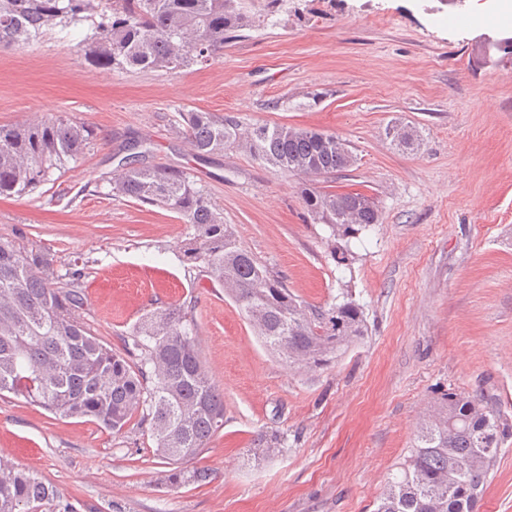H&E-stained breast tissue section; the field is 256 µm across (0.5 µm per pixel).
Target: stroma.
Returning <instances> with one entry per match:
<instances>
[{
  "instance_id": "obj_1",
  "label": "stroma",
  "mask_w": 512,
  "mask_h": 512,
  "mask_svg": "<svg viewBox=\"0 0 512 512\" xmlns=\"http://www.w3.org/2000/svg\"><path fill=\"white\" fill-rule=\"evenodd\" d=\"M241 3L249 26L177 73L92 66L83 26L0 48V125L62 112L94 136L56 183L0 197V237L60 266L85 261L80 316L111 343L146 311L194 301L224 393V425L191 462L209 480L175 489L137 421L115 434L1 395L0 459L37 471L76 512H373L442 393L484 391L512 422V55L477 61L512 0ZM191 110L336 134L357 161L327 191L373 198L381 223L332 237L297 178L241 150L195 155L177 130ZM135 142L138 164L204 189L298 300L324 309L350 292L364 336L315 371L271 355L223 288L183 262L192 226L111 195ZM275 434L281 453L261 455ZM477 512H512V435Z\"/></svg>"
}]
</instances>
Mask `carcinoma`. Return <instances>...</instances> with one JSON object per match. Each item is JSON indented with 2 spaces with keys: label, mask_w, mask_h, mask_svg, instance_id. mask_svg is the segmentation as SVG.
I'll use <instances>...</instances> for the list:
<instances>
[{
  "label": "carcinoma",
  "mask_w": 512,
  "mask_h": 512,
  "mask_svg": "<svg viewBox=\"0 0 512 512\" xmlns=\"http://www.w3.org/2000/svg\"><path fill=\"white\" fill-rule=\"evenodd\" d=\"M89 23L85 61L100 68L176 72L206 64L245 26L236 0H0V46ZM182 133L203 157L240 149L302 180L312 219L350 238L380 223L361 193L314 186L350 167L356 156L340 137L285 125L242 127L215 112L183 113ZM93 142L83 124L54 113L37 123L0 125V196L29 195L55 181ZM112 193L174 211L194 228L183 258L222 285L265 348L292 369L336 359L363 335L352 301L309 308L237 239L203 189L166 168L129 161ZM83 271L63 275L51 254L0 238V394L21 396L65 418H87L115 433L133 416L170 465L174 488L209 479L188 468L224 425V394L205 368L191 311L172 303L142 315L119 336L120 349L79 315ZM508 428L492 398L448 391L421 421L415 443L382 492L375 512H476ZM74 512L36 473L0 460V512Z\"/></svg>",
  "instance_id": "1"
}]
</instances>
